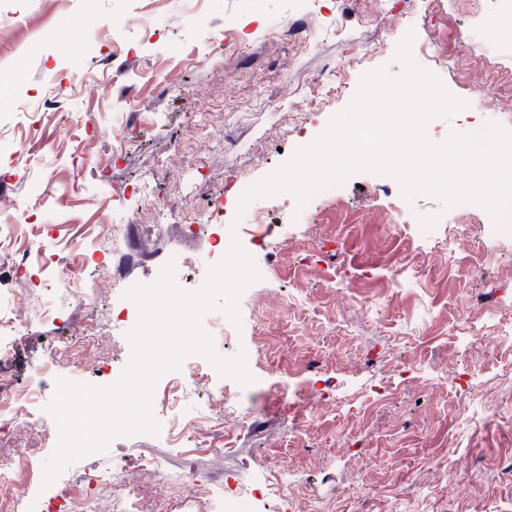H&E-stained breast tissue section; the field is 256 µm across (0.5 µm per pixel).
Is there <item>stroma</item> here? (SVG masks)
Returning <instances> with one entry per match:
<instances>
[{"mask_svg":"<svg viewBox=\"0 0 512 512\" xmlns=\"http://www.w3.org/2000/svg\"><path fill=\"white\" fill-rule=\"evenodd\" d=\"M508 15L512 0H0V31L20 39L0 61V81L22 77L15 94L0 95V210L18 208L10 245L34 259L58 256L102 288L90 305L47 273L34 294L13 255H0V306L36 312L8 335L12 375L20 388L43 378L41 431L1 438L0 453H30L31 474L51 496L121 474L144 512H169L172 501L162 473L135 468L147 456L200 478L225 475L241 512H278L284 498L295 512H512V481L486 464L493 457L512 466V204L495 214L470 200H409L396 178L365 170L304 211L278 194L238 203L326 132L364 75L400 76L396 55L406 40L413 62L463 103L432 117V135L464 134L477 121L512 132L495 101L472 93L512 55L511 44L477 42L476 28ZM106 17L113 29L102 27ZM290 20L312 29L311 44L282 33ZM146 23L155 31L148 40ZM275 30L280 38L269 40ZM227 31L236 47H224ZM475 43L482 59L467 53ZM74 68L84 83L65 96V121L48 110L46 90ZM171 85L185 97L168 93ZM128 95L141 114L136 140L111 111ZM18 154L32 160L31 172L15 169ZM144 176L177 208L147 209L133 189ZM392 203L405 220L396 235L386 227ZM126 218L142 230L125 243L136 259L116 287L88 255L102 245L100 225ZM190 223L198 231L189 236ZM423 223L435 225V241L419 235ZM233 241L265 275L242 292L237 317L220 307L201 315L214 352L249 355L271 383L294 369L295 385L334 405L304 427L302 408L268 387L239 392L235 378L189 354L182 366L200 369L207 387L233 400L221 405L193 391L182 410L197 427L217 415L236 420L230 449L189 455L197 428L171 446L162 432L170 412L161 407L159 433L115 436L47 480L60 430L49 407L71 370L46 357L67 342L64 325L100 321L98 344L81 353L82 380L111 387L132 358L129 325L109 319L128 289L156 283L170 264L178 288L198 291L204 282L184 256L213 268ZM287 299L296 317L271 358L263 342Z\"/></svg>","mask_w":512,"mask_h":512,"instance_id":"stroma-1","label":"stroma"}]
</instances>
